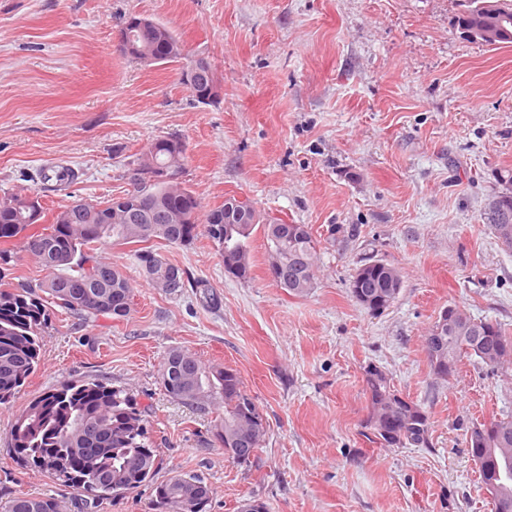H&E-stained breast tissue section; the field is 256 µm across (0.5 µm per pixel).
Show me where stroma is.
Wrapping results in <instances>:
<instances>
[{"label":"stroma","mask_w":512,"mask_h":512,"mask_svg":"<svg viewBox=\"0 0 512 512\" xmlns=\"http://www.w3.org/2000/svg\"><path fill=\"white\" fill-rule=\"evenodd\" d=\"M459 11V0H0V196L38 193L50 215L75 197L120 196L137 155L173 135L203 209L233 196L317 235L355 230L321 248L305 296L272 281L259 226L246 280L207 236L161 247L190 280L178 295L148 286L131 246L104 248L131 279V311L93 322L51 313L37 371L0 406V500L51 494L60 512H80L82 491L17 464L10 434L31 400L90 381L133 394L164 459L154 484L98 512H152L155 483L177 473L205 477L209 512H239L252 497L270 512H494L465 428L512 414V376L465 360L440 381L423 349L451 305L512 334V249L483 222L512 174V44L464 38ZM128 15L208 57L220 103H195L176 66L120 54ZM56 166L75 180L53 190L43 175ZM367 259L403 278L377 316L349 293ZM173 347L236 369L261 405L267 436L251 466L229 461L208 417L162 388ZM369 364L425 408L432 447L364 437Z\"/></svg>","instance_id":"stroma-1"}]
</instances>
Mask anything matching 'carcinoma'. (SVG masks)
Segmentation results:
<instances>
[{"label":"carcinoma","instance_id":"cac0c4a2","mask_svg":"<svg viewBox=\"0 0 512 512\" xmlns=\"http://www.w3.org/2000/svg\"><path fill=\"white\" fill-rule=\"evenodd\" d=\"M487 0H462L456 16L458 30L480 24ZM189 53L183 42L162 23L156 27L154 64L179 62L186 68ZM195 102L207 105L208 85L183 82ZM175 137L156 139L135 164L158 175L183 168L184 151L173 149ZM511 187L495 192L484 212V223L512 248ZM129 200L147 213L155 208L172 212L165 224L129 221V213L112 200L83 202L63 218V206L53 223L36 230L44 217L41 197L11 193L0 197V405L11 402L35 372L40 361L39 336L52 309L59 308L84 320L99 316L114 319L130 311L132 289L123 270L105 260L101 247L138 244L134 262L144 279L161 292L172 295L186 287L168 276L170 263L151 246L153 241L187 245L205 234L224 259V269L237 278L250 276L249 241L259 219L252 203L239 202L240 217L229 218L218 206L200 218V201L181 182L154 180L142 183ZM268 245V270H281L279 286L294 296L308 295L318 279V240L306 224L262 225ZM37 259L47 276L16 289L6 282L19 254ZM402 288L400 270L379 260L356 268L349 283L351 297L365 310L380 314L398 298ZM429 366L434 361L458 364L473 361L491 370L512 364V336L501 323L472 319L460 308L454 317L436 320L423 336ZM161 384L171 398L201 414H213L210 433L224 448V455L239 465L252 462L263 447L266 424L263 412L248 392L237 370L206 365L180 348L170 349L161 366ZM370 403L367 428L388 448H430L431 422L427 411L393 389L387 375L370 365L365 370ZM82 422L100 426L96 435L79 429ZM147 419L136 399L126 390L95 382L73 383L52 389L33 400L12 426L11 444L17 462L89 494L81 500L90 512L100 501L127 492L135 483L153 481L160 465V452L147 436ZM470 448H512V415L495 417L466 430ZM210 486L195 474H177L155 488L157 512H204ZM0 512H58L55 497L13 496L0 502Z\"/></svg>","mask_w":512,"mask_h":512}]
</instances>
